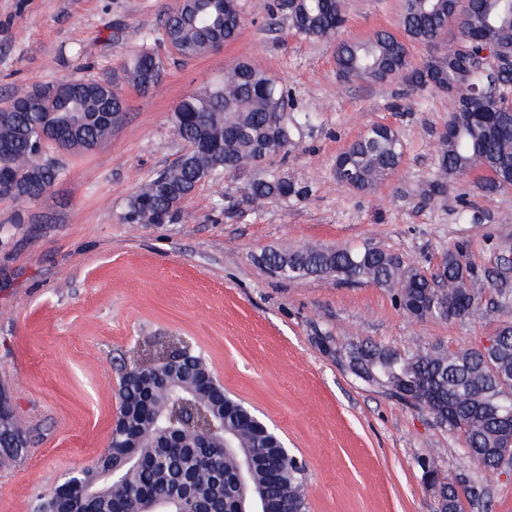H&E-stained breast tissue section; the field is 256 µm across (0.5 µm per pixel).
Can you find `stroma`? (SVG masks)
Here are the masks:
<instances>
[{
  "instance_id": "obj_1",
  "label": "stroma",
  "mask_w": 512,
  "mask_h": 512,
  "mask_svg": "<svg viewBox=\"0 0 512 512\" xmlns=\"http://www.w3.org/2000/svg\"><path fill=\"white\" fill-rule=\"evenodd\" d=\"M271 0H240L243 26L219 52H163L159 85L123 84L125 121L84 156L53 150L61 178L40 200L0 199V386L30 431L23 462L0 471V512H34L38 494L108 451L117 367L139 339L190 338L225 389L279 433L306 465L310 512H438L423 461L467 474L482 495L469 512H512V470L487 474L461 437L406 408L336 359L351 343L402 353L479 347L498 326L491 278L512 257V189L488 194L476 167L424 200L447 94L403 79L348 81L333 42L297 32ZM176 0H0V106L18 91L80 76H121ZM400 0H343L344 39L398 29ZM248 61L279 80L317 121L269 169L312 186L285 203L247 198L251 170L201 186L176 224L121 221L128 199L182 154L172 113L226 65ZM374 123L404 143L399 168L369 195L337 183V155ZM467 195L471 206L461 209ZM23 223H16V215ZM373 244L427 268L462 245L477 268L470 316L418 322L388 289L333 279L288 281L259 260L269 248Z\"/></svg>"
}]
</instances>
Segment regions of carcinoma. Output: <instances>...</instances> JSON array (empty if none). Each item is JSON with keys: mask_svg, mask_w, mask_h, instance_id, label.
Segmentation results:
<instances>
[{"mask_svg": "<svg viewBox=\"0 0 512 512\" xmlns=\"http://www.w3.org/2000/svg\"><path fill=\"white\" fill-rule=\"evenodd\" d=\"M300 33L336 41V65L346 79L383 82L403 78L418 91L448 94L454 109L442 134L436 172L422 189L431 201L446 189V180L474 167L512 171V125L492 128L495 114L512 110V71L496 50L512 46V0H470L469 25L460 29L461 50L453 56H432L411 65L406 41L435 42L447 25L448 0H402L399 27L406 40L378 31L365 41L340 38L345 16L341 0H296L288 9ZM238 4L224 0H192L171 11L161 28L145 35L155 43L173 33L182 58L196 59L234 40L241 29ZM126 79L147 92L163 73L160 57L135 53L124 64ZM113 83L95 77L66 79L46 88L16 95L0 110V166L18 159L35 164V175L23 182L18 199L37 201L56 183L62 170L37 159V142L54 137L47 107L64 116L82 112L85 123L57 147L86 154L106 142L127 112ZM172 121L178 136L193 150L179 164L152 175L132 196L121 215L129 224H176L180 204L209 181L242 166L256 174L248 183L254 199H301L312 187L263 168L288 152L291 127L311 126L314 116L299 109L287 89L273 76L248 62L224 72L182 102ZM403 144L397 132L371 125L334 162L336 181L359 193H372L399 167ZM269 272L288 280L326 278L371 284L393 292L396 304L419 320H450L468 316L480 304L473 284L474 268L462 250H448L439 274L404 265L400 258L370 244L361 247H311L267 252ZM496 345L445 351L422 348L410 354L371 342L352 344L336 355L364 382L384 388L403 406L433 415L462 436L466 457L485 470L512 466V421L499 419L498 407L512 400V289L499 277ZM209 366L201 354L180 371L160 380L156 370H137L122 393L123 424L111 438L107 454L82 467L80 481L65 480L44 495L38 507L48 512H129L131 504L153 496L179 499L182 512H245L255 497L266 512H308L305 469L293 455L285 456L266 430L247 414L225 408L224 396L204 384ZM186 403L200 411L202 422L218 430L206 448L187 443L181 448L161 444L177 428L173 410ZM9 433L0 438V467L23 461L28 431L16 418L0 389V421ZM445 492L446 512H466L481 492L470 487L461 497L455 484L467 481L440 475L427 466Z\"/></svg>", "mask_w": 512, "mask_h": 512, "instance_id": "cac0c4a2", "label": "carcinoma"}]
</instances>
